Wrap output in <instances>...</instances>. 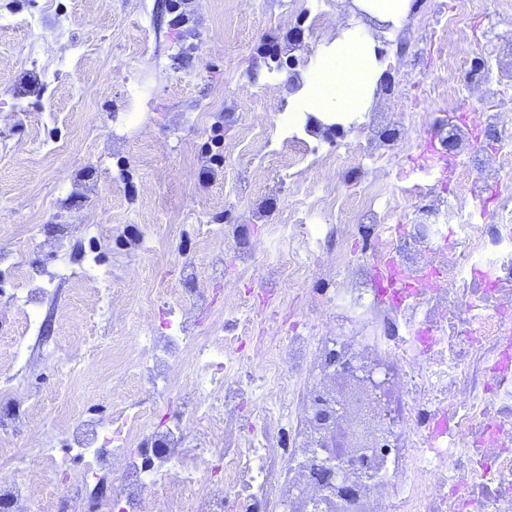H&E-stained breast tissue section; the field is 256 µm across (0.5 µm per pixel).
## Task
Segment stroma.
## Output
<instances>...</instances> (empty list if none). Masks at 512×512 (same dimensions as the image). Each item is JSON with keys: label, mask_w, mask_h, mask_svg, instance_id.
<instances>
[{"label": "stroma", "mask_w": 512, "mask_h": 512, "mask_svg": "<svg viewBox=\"0 0 512 512\" xmlns=\"http://www.w3.org/2000/svg\"><path fill=\"white\" fill-rule=\"evenodd\" d=\"M160 0H0V271L16 246L28 242V262L46 269L50 296L43 311L47 339L32 338L25 362L14 339L27 331L25 314L10 306L20 283L0 280V386L29 392L39 410L11 430L0 476H14L15 455L37 433L67 436L81 414L107 417L113 406L144 397L141 378L119 375L125 353L119 328L159 324V303L140 291L165 281L166 298L203 323L211 312L198 291H288L270 265L295 211L320 225L310 204L322 193L318 157L333 141L296 126L295 139L258 141L279 111L294 110L286 75L268 71L257 52L262 36L285 35L306 0H191L187 26H169ZM34 17L32 29L16 27ZM364 28L384 51L388 69L428 72L424 110L444 104L428 58L399 50L405 27ZM36 44L34 55L24 49ZM109 47L101 54L99 45ZM49 70L48 83L26 77ZM306 152L302 189L288 181V164ZM276 197L271 215L262 202ZM101 225L95 261L111 281V306L96 303L93 283L56 279L59 264L77 267L87 248L84 227ZM69 226L61 237V226ZM223 253L229 280L213 277ZM191 259L196 277L179 268Z\"/></svg>", "instance_id": "35a3bbf8"}]
</instances>
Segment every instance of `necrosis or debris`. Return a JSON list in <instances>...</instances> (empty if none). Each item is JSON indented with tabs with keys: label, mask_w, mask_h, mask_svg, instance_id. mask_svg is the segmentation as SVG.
I'll return each instance as SVG.
<instances>
[{
	"label": "necrosis or debris",
	"mask_w": 512,
	"mask_h": 512,
	"mask_svg": "<svg viewBox=\"0 0 512 512\" xmlns=\"http://www.w3.org/2000/svg\"><path fill=\"white\" fill-rule=\"evenodd\" d=\"M511 0H417L431 26L414 33L428 46L436 30L483 23L480 69L456 77L465 121L437 119L435 143L445 180L411 182L413 146L403 134L418 124L424 80L404 85L409 101L395 112L401 136L388 150L338 144L319 199L323 223L288 227V270L326 265L319 238H340L336 292L294 296L275 327L250 323L257 339L246 361L235 305L217 309L223 335L191 319L174 333L130 337L132 366L149 382L136 411L103 419L78 416L69 456L34 440L36 454L55 455L54 512H78L83 481L109 479L98 512H512V32L497 23ZM490 149L478 148L483 130ZM386 170L382 184L366 169ZM361 185L363 208L336 221L345 188ZM372 230L368 256L352 244ZM386 374L390 420L379 447L347 454L339 442L348 422L336 411V389L356 368ZM265 419L255 438L232 437L245 403ZM174 407V422L155 418ZM340 470L342 485L323 484Z\"/></svg>",
	"instance_id": "necrosis-or-debris-1"
}]
</instances>
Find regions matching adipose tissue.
I'll list each match as a JSON object with an SVG mask.
<instances>
[{"label": "adipose tissue", "mask_w": 512, "mask_h": 512, "mask_svg": "<svg viewBox=\"0 0 512 512\" xmlns=\"http://www.w3.org/2000/svg\"><path fill=\"white\" fill-rule=\"evenodd\" d=\"M383 72L372 38L350 30L320 50L294 97L323 120L350 121L368 110Z\"/></svg>", "instance_id": "adipose-tissue-1"}]
</instances>
